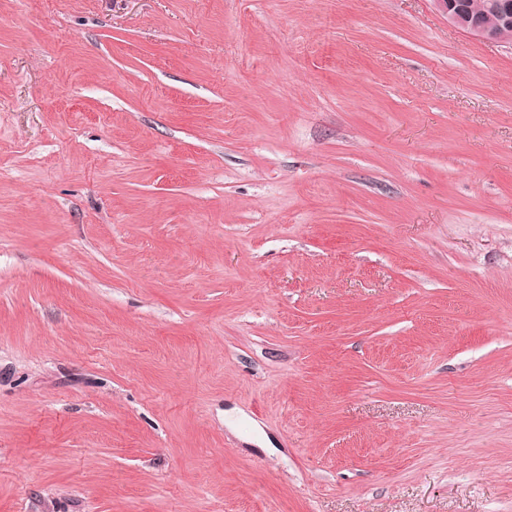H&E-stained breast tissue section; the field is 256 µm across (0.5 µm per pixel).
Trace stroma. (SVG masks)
I'll list each match as a JSON object with an SVG mask.
<instances>
[{
  "instance_id": "1",
  "label": "stroma",
  "mask_w": 512,
  "mask_h": 512,
  "mask_svg": "<svg viewBox=\"0 0 512 512\" xmlns=\"http://www.w3.org/2000/svg\"><path fill=\"white\" fill-rule=\"evenodd\" d=\"M0 512H512V42L0 0Z\"/></svg>"
}]
</instances>
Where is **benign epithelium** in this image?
<instances>
[{
	"label": "benign epithelium",
	"instance_id": "1",
	"mask_svg": "<svg viewBox=\"0 0 512 512\" xmlns=\"http://www.w3.org/2000/svg\"><path fill=\"white\" fill-rule=\"evenodd\" d=\"M448 22L488 42L512 40V0H487L486 8L474 11L468 0H434Z\"/></svg>",
	"mask_w": 512,
	"mask_h": 512
}]
</instances>
